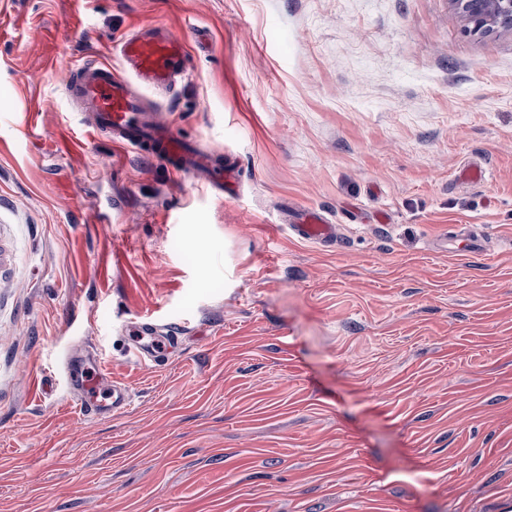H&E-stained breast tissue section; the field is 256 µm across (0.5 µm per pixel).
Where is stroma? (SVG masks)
<instances>
[{
	"label": "stroma",
	"mask_w": 512,
	"mask_h": 512,
	"mask_svg": "<svg viewBox=\"0 0 512 512\" xmlns=\"http://www.w3.org/2000/svg\"><path fill=\"white\" fill-rule=\"evenodd\" d=\"M148 23L234 200L67 101ZM460 224L477 250H441ZM145 315L185 327L157 370ZM71 348L129 409L79 414ZM0 512H512V30L450 0H0ZM291 224L288 229L291 235L300 241L314 246L336 244L338 242L337 224L320 211L308 208H289Z\"/></svg>",
	"instance_id": "obj_1"
}]
</instances>
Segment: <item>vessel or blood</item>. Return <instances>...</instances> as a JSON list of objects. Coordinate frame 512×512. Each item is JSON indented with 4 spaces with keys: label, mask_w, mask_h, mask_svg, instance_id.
I'll use <instances>...</instances> for the list:
<instances>
[{
    "label": "vessel or blood",
    "mask_w": 512,
    "mask_h": 512,
    "mask_svg": "<svg viewBox=\"0 0 512 512\" xmlns=\"http://www.w3.org/2000/svg\"><path fill=\"white\" fill-rule=\"evenodd\" d=\"M119 64L88 62L72 69L65 91L87 112L92 133H105L138 155L159 160L176 173L191 175L211 190L233 198L239 168L211 149L183 140L168 125L161 107L148 106V95L174 93L186 74L183 41L170 29L142 26L117 46ZM292 236L312 245L336 243L338 229L320 211L295 208L288 226ZM134 354L157 369L179 352L182 336L175 327L144 317L132 323ZM67 370L82 414L120 411L130 406L132 393L121 384L104 386L101 372L89 371L82 357H67Z\"/></svg>",
    "instance_id": "1"
}]
</instances>
